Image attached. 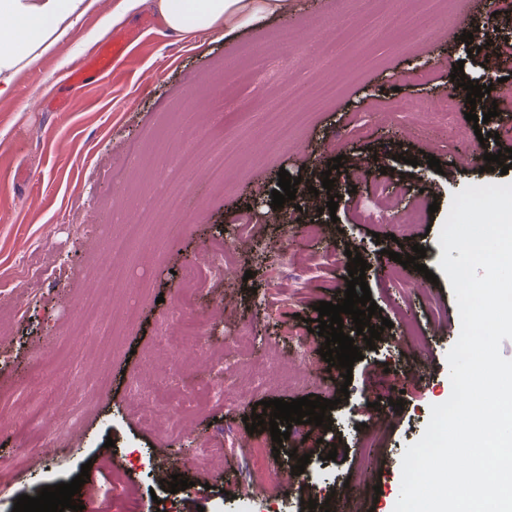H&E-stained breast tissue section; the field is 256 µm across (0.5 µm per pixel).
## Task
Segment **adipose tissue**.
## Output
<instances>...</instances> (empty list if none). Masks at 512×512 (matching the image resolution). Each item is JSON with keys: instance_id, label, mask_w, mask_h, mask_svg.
<instances>
[{"instance_id": "adipose-tissue-1", "label": "adipose tissue", "mask_w": 512, "mask_h": 512, "mask_svg": "<svg viewBox=\"0 0 512 512\" xmlns=\"http://www.w3.org/2000/svg\"><path fill=\"white\" fill-rule=\"evenodd\" d=\"M84 0H0V96L9 92L20 62H34L81 15ZM169 29L223 37L271 16L290 0H152Z\"/></svg>"}]
</instances>
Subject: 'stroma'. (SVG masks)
Masks as SVG:
<instances>
[{
  "label": "stroma",
  "mask_w": 512,
  "mask_h": 512,
  "mask_svg": "<svg viewBox=\"0 0 512 512\" xmlns=\"http://www.w3.org/2000/svg\"><path fill=\"white\" fill-rule=\"evenodd\" d=\"M292 2L287 17H270L214 41L167 37L149 0L118 21L112 14L121 0H85L79 20L23 66L12 90L0 96V410L36 416L0 434V512H12L19 495L70 482L85 463L91 466L85 486L93 512H153L159 506L182 512L190 498L205 512H325L327 497L345 485L351 489L348 512H394L403 452L423 434L431 406L452 391L446 355L461 322L439 266L438 242L452 196L470 184L512 183V171H485L480 162L458 159L482 144L480 131L489 135L486 149L512 144V95L498 96L497 116L474 129L465 118L471 109L466 92L451 74L459 65L471 81L512 78V0H501L499 14L487 21V40L500 50L493 67L483 54L463 52L460 36L474 31L480 14L474 0L447 4L444 26L454 30L452 40L442 26L425 23L426 0ZM285 28L293 38L283 48L278 38ZM115 30L136 32L133 51L101 83L66 89L63 78L84 51ZM259 56L268 59L276 83L312 86L304 106L313 117L294 129L285 146H276L265 123L275 96L252 77ZM422 57L430 68H419ZM323 83L335 85L333 97L320 96ZM442 96L456 104L445 120L423 125L397 107L402 97ZM219 129L235 135L224 188H211L200 170L169 179L171 153L185 146L204 149ZM432 155L439 168L429 167ZM337 156L360 173L352 180L337 177L333 189H323L322 174ZM282 169L299 178L300 189L317 188L302 219L324 224L325 237L310 239L298 228L270 223V202L246 194V187L259 184L276 189ZM117 172L123 175L118 185L112 182ZM160 180L183 201L184 235L168 242L152 230L132 244L126 287L145 291L132 321L108 305L100 317L87 319L91 297L99 292L94 269L109 256L102 246L87 249L78 224L121 233L116 199L139 197ZM382 188L397 190L401 208L421 199L439 209L425 216L412 239L396 243V225L357 221L359 205ZM333 193L338 208L329 214ZM245 212L261 241L279 243V250L263 265L255 263L254 252H236L232 269L221 278L203 276L193 306L183 308L178 273L188 256L198 255L213 237L231 238ZM416 244L426 250L427 270L438 276L423 295L380 273L389 251L408 252ZM352 247L367 260L371 297L392 322L354 363L352 381L321 360L308 387L275 381L234 408L214 402L195 415L198 434L220 436L229 427L240 435L256 402L309 394L335 401L331 429L308 424L288 442L310 456L306 483L288 497L242 502L236 484L246 472V452L230 443L208 465L209 488L174 493L154 485L140 457L166 460L172 473L190 479L196 442L143 428L126 400L129 383L143 373L149 383L164 384L172 399L183 391L205 392L224 377L223 356L233 349L230 323L249 328V349L239 359L244 370L271 354L288 356L289 330L318 319L315 304L335 301L346 288L347 266L336 257ZM44 250L50 257L40 278L28 282L26 265ZM314 255L325 262L307 268V292L297 307L261 302L263 294L287 292L300 262ZM223 302L229 306L223 323L203 327L209 351L185 346L173 359L155 357L162 331L185 327L193 315ZM405 315L419 329L412 345L398 339ZM395 395L402 406L388 410ZM48 446L53 453L44 467L29 468L30 458ZM332 449L338 453L334 461L327 458ZM311 499L316 508H308Z\"/></svg>",
  "instance_id": "35a3bbf8"
}]
</instances>
